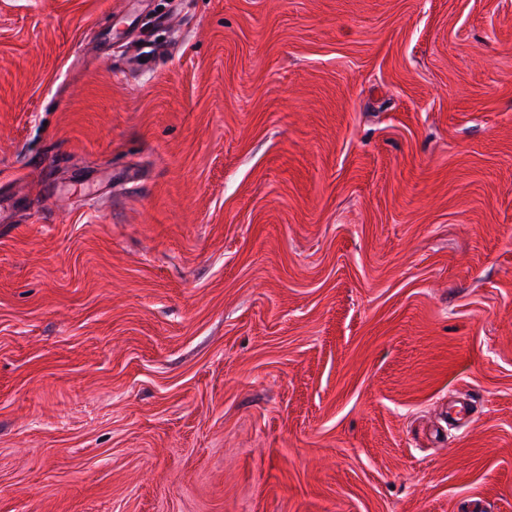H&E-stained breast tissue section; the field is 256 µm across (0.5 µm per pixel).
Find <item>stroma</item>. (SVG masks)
Wrapping results in <instances>:
<instances>
[{
	"instance_id": "obj_1",
	"label": "stroma",
	"mask_w": 512,
	"mask_h": 512,
	"mask_svg": "<svg viewBox=\"0 0 512 512\" xmlns=\"http://www.w3.org/2000/svg\"><path fill=\"white\" fill-rule=\"evenodd\" d=\"M0 203V512H512V0H0Z\"/></svg>"
}]
</instances>
